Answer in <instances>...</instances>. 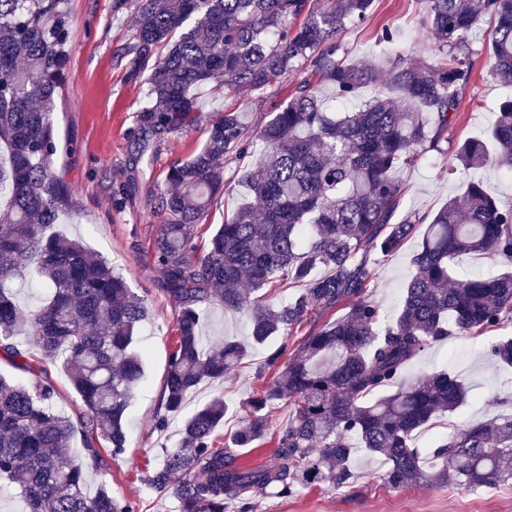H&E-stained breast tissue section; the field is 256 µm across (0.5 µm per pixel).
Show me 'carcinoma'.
<instances>
[{
  "label": "carcinoma",
  "mask_w": 512,
  "mask_h": 512,
  "mask_svg": "<svg viewBox=\"0 0 512 512\" xmlns=\"http://www.w3.org/2000/svg\"><path fill=\"white\" fill-rule=\"evenodd\" d=\"M372 0H138L135 43L117 49L127 75L148 78L137 111L140 141L178 133L200 122L195 88L227 81L243 97L271 104L269 120L250 126L242 112L214 113L204 146L171 164L158 200L169 214L153 243L162 284L179 302L156 427L182 411L205 381L233 372L256 347L277 373L240 407L244 425L225 448L213 435L229 406L216 395L183 422L177 448L147 477L169 493L179 512H254L257 496L288 498L311 486L345 487L363 450L384 460V482L470 490L512 482V388L490 404L507 408L489 422L457 424L422 448L418 433L458 413L468 390L445 369L405 378L422 353L449 336L481 337L512 321V208H502L476 178L432 216L414 255L397 315L384 322L368 297L369 255L396 254L424 218L408 212L397 223L402 190L393 173L443 152L476 49L469 34L487 23L492 74L512 85V0H428L425 25L441 57L394 59L387 81L396 97L375 96L351 112L324 109L322 77L350 102L374 81L367 63L344 59L339 35L366 19ZM69 0H0V357L34 375L60 361L80 397L84 445L92 455L124 453L129 407L144 376L138 330L145 299L90 255L76 238L53 231L76 211L55 172L59 150L56 98L66 82ZM304 78L277 103L282 78ZM260 146L247 178L249 200L195 254L192 234L224 193V157ZM450 166L512 169V97L499 105L485 138L458 143ZM485 256L496 273L462 271L455 262ZM35 277L47 290L32 308L16 284ZM301 286L269 305L265 288ZM248 316L249 334L206 342L202 305ZM344 314L336 316V311ZM336 316L320 326L316 320ZM309 331L290 338L304 325ZM35 338L40 362L14 343ZM512 368V336L485 348ZM46 378L25 385L0 376V480L16 485L25 512H131L105 487L91 495L81 459L63 460L74 434L55 409ZM286 401L288 425L277 433L273 459L248 467L236 449L270 433L266 407Z\"/></svg>",
  "instance_id": "carcinoma-1"
}]
</instances>
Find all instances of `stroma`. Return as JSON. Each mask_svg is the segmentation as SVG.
<instances>
[{
    "label": "stroma",
    "instance_id": "obj_1",
    "mask_svg": "<svg viewBox=\"0 0 512 512\" xmlns=\"http://www.w3.org/2000/svg\"><path fill=\"white\" fill-rule=\"evenodd\" d=\"M137 0H71L72 25L67 78L56 104L55 119L61 143L56 161L59 175L70 186L78 204L72 218L60 231L81 238L93 252L108 257L129 286L148 303V315L140 327L139 346L144 353L145 379L128 410V441L122 455L101 450L99 458H86L87 488L107 487L133 512H178L177 501L152 488L144 479L149 467L162 462L167 449L176 447L181 417L165 429L155 426L172 350L177 303L160 286L162 275L153 258V241L167 215L158 206L157 194L170 164L183 161L199 150L206 135L202 127L150 140L147 152L152 168L139 173L134 158L140 144L135 122L145 85L128 79L126 62L117 58V48L133 43L137 26ZM427 0H373L368 18L349 25L341 35L347 62H369L377 71L376 82L362 88L359 96H391L384 76L391 59L432 58L437 45L423 25ZM395 30L393 43L380 41L383 26ZM487 54L473 59L471 78L459 97L458 115L448 136L461 141L486 135L498 102L511 92L491 74ZM203 115L221 108L246 110L252 124L266 119L267 106L247 102L232 90L215 91L213 84L196 91ZM244 164L225 158L220 175L226 192L212 212L197 224L193 244L205 253L211 236L247 196L240 181ZM403 189V210L432 216L448 198L458 196L468 175L449 174L447 155L429 152L419 164L395 174ZM421 242L410 238L389 258L372 257L374 278L368 294L385 312L399 303L402 289L414 273L412 257ZM264 350H255L223 379L202 383L187 397L186 411H193L212 396L223 395L231 410L217 429V445L230 441L242 425L238 411L275 375L266 366ZM445 369L467 383L478 385L481 399L472 402L464 417L484 421L496 415L488 402L496 391L512 386V369H493L481 341L451 336L427 349L410 369V378ZM355 479L342 488L327 485L303 489L282 499L261 496L255 512H512V485L504 484L469 491L460 487L436 488L418 485L394 488L382 478L385 464L380 457L358 453L353 461Z\"/></svg>",
    "mask_w": 512,
    "mask_h": 512
}]
</instances>
